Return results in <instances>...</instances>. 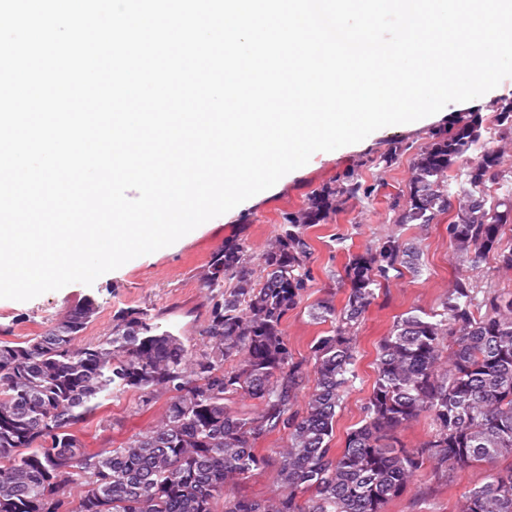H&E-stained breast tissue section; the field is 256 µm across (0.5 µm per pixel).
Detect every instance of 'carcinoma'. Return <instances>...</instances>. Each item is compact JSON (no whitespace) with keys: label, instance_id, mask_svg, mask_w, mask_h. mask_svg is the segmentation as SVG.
Returning a JSON list of instances; mask_svg holds the SVG:
<instances>
[{"label":"carcinoma","instance_id":"cac0c4a2","mask_svg":"<svg viewBox=\"0 0 512 512\" xmlns=\"http://www.w3.org/2000/svg\"><path fill=\"white\" fill-rule=\"evenodd\" d=\"M493 108L501 140L511 144L512 97ZM482 125L480 113H459L417 155L398 223L427 225L447 212L448 169L463 161L468 187L448 224L455 264L475 267L492 254L512 270V246L501 244L512 196L487 205L484 188L502 171ZM361 191L349 177L313 192L259 255L240 236L212 254L202 277L204 350L144 309L118 313L107 335L85 343L80 333L96 314L90 299L36 336L0 339V512H386L427 463L437 474L488 467L487 481L468 488L456 512H512V465L498 468L512 459V291L468 275L455 279L442 310L394 321L378 344L362 424L341 450L330 448L336 409L357 379V331L375 290L392 271L420 272L418 250L395 234L352 256L341 275L349 286L343 310L330 299L309 310L334 323L331 334L315 340L310 364L295 358L282 325L311 278L305 230ZM130 389L145 405L169 395L163 418L119 448H88L77 426L103 399ZM236 398L257 401L255 412L234 411ZM423 415L434 425L430 439L399 444L397 434ZM275 433L287 443L272 495L234 494L264 468L257 444ZM74 469L87 479L76 497L66 492Z\"/></svg>","mask_w":512,"mask_h":512}]
</instances>
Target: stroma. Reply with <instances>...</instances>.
I'll list each match as a JSON object with an SVG mask.
<instances>
[{"instance_id": "35a3bbf8", "label": "stroma", "mask_w": 512, "mask_h": 512, "mask_svg": "<svg viewBox=\"0 0 512 512\" xmlns=\"http://www.w3.org/2000/svg\"><path fill=\"white\" fill-rule=\"evenodd\" d=\"M464 109V104L451 103L446 112L420 123L381 128L367 143L314 153L306 165L238 209L205 222L175 244L130 260L93 285L72 283L26 302L0 299V339L20 341L39 334L90 298L97 312L82 332V340L93 341L108 334L118 312L141 308L160 314L163 329L201 347L200 333L208 310L201 277L212 253L223 247L226 238L241 232L246 233L253 251L262 252L285 214L301 209L313 191L354 174L364 185V193L342 204L327 223L307 231L313 248L311 279L302 302L289 311L283 323L296 358H309L314 339L326 335L330 328L329 323L312 320L310 305L329 298L336 307L344 306L349 288L340 283L339 274L350 255L376 248L394 233L417 247L421 270L392 272L389 282L377 290L358 328V378L337 411L331 442L332 448H342L347 433L357 428L363 417L381 337L403 313L440 309L449 285L459 274L451 260L448 238L451 213L439 215L426 226L402 225L394 202L407 192L417 153L431 142L433 134L447 132L451 118ZM167 401L162 395L146 406L137 391L111 397L80 424V436L90 448L120 447L160 418ZM485 476L481 465L454 477L425 467L407 491L388 505L387 512H454L465 489L482 483Z\"/></svg>"}]
</instances>
